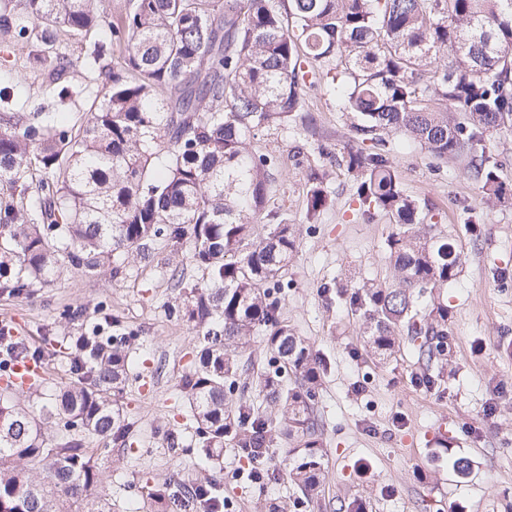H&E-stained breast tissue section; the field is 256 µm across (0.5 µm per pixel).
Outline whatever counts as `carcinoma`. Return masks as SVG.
Wrapping results in <instances>:
<instances>
[{"label": "carcinoma", "mask_w": 512, "mask_h": 512, "mask_svg": "<svg viewBox=\"0 0 512 512\" xmlns=\"http://www.w3.org/2000/svg\"><path fill=\"white\" fill-rule=\"evenodd\" d=\"M99 2L0 0V47L20 48L59 102L70 92L55 84L74 66L101 85L71 124L0 111V294L27 295L71 269L124 277L158 246L188 256L201 278L176 279L182 297L167 314L204 336L182 391L205 475L147 490L146 512H175L180 497L219 512L210 464L226 447L252 453L281 435L288 480L311 499L325 472L314 401L328 364L280 317L274 294L298 236L266 210L276 161L250 143L302 111L307 68L331 76L327 93L351 119L338 165L358 173L366 211L397 223L389 280L348 300L365 351L383 362L404 348L427 368L448 360L444 294L461 253L401 189L386 135L464 156L484 193L512 197L488 157L491 138L512 131V0H129L117 16ZM368 141L372 151L357 148ZM328 202L315 183L307 216ZM112 330L62 337L69 381L52 392L0 389V512H116L105 452L131 434L121 398L138 333L116 317ZM255 336L262 370L245 359ZM47 341L19 342L13 359L44 362ZM243 373L263 405L231 397ZM52 432L65 440L49 443Z\"/></svg>", "instance_id": "carcinoma-1"}]
</instances>
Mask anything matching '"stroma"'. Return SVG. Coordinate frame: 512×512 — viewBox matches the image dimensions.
<instances>
[{"mask_svg":"<svg viewBox=\"0 0 512 512\" xmlns=\"http://www.w3.org/2000/svg\"><path fill=\"white\" fill-rule=\"evenodd\" d=\"M327 83L322 74L309 79L301 89L303 112L287 129L263 131L252 143L253 152L277 162L269 208L287 213L298 232L289 286L279 295L281 317L328 363L315 399L325 476L319 496L299 512H338L352 497L365 499L367 512H452L456 506L504 512L512 501V200H489L463 160H439L405 136L389 134L402 189L433 207L435 222L461 250L463 267L447 293L452 375L429 389L419 385L422 369L409 353L376 364L365 353L357 319L334 292L389 277L387 240L395 221L382 212L364 216L354 176L336 164L350 142V119L327 94ZM4 87L16 111L54 109L41 79L17 54L0 51ZM318 177L331 201L312 223L306 201ZM176 272L188 280L198 276L188 258L159 250L126 279L71 270L29 295H0V326H21L26 339L67 329L108 336L112 315L138 329L132 344L138 367L122 399L133 444L113 448L108 457L119 512H142L148 487L201 475L193 465L195 441L182 394L200 338L167 316ZM67 309L80 315L63 329L57 317ZM173 430L182 438L176 448L167 440ZM452 455L470 460L467 478L449 467ZM263 464L270 480L259 486L244 476L246 454L225 449L214 470L224 512H262L270 501L297 498L284 445L267 449Z\"/></svg>","mask_w":512,"mask_h":512,"instance_id":"1","label":"stroma"}]
</instances>
